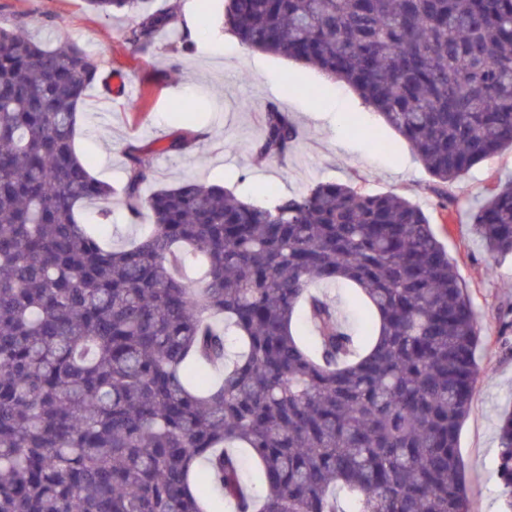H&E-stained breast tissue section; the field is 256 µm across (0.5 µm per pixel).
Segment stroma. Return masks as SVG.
<instances>
[{
    "label": "stroma",
    "instance_id": "35a3bbf8",
    "mask_svg": "<svg viewBox=\"0 0 512 512\" xmlns=\"http://www.w3.org/2000/svg\"><path fill=\"white\" fill-rule=\"evenodd\" d=\"M179 31L198 25L192 52L173 54L163 36L152 55L141 56L124 43L125 17L106 19L84 0H0V14L24 16L29 34L46 43L63 34L78 42L99 64L100 77L115 74L136 88L105 94L94 85L82 118L79 153L93 162L94 176L112 187L124 179L128 144L163 143L180 130L200 133L189 151L159 156L154 188L194 178L220 183L245 199L256 185L268 184L293 194L319 181L352 183L368 192H396L429 217L465 284L484 336L477 351L481 376L459 438L472 512H502L497 472V425L512 403V256L490 259L472 227L474 207L497 180L512 176V150L473 167L449 186L451 209L440 207L434 182L410 144L386 125L348 85L291 59L254 51L225 40L224 0H178ZM294 92L285 93V84ZM278 101L299 131L287 161L265 160L251 151L261 127V106ZM196 111H185L186 103ZM389 142L386 152L372 150L371 138ZM95 207L84 209L88 224L106 243L123 245L146 233L149 216L130 223L113 205L107 223H98Z\"/></svg>",
    "mask_w": 512,
    "mask_h": 512
}]
</instances>
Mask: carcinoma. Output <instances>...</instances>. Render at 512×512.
I'll use <instances>...</instances> for the list:
<instances>
[{"mask_svg": "<svg viewBox=\"0 0 512 512\" xmlns=\"http://www.w3.org/2000/svg\"><path fill=\"white\" fill-rule=\"evenodd\" d=\"M85 2L129 18L140 55L180 22L176 3ZM224 23L351 86L445 209L449 185L512 148V0H226ZM25 26L0 18V512H214L215 495L232 512H471L458 442L483 336L424 211L336 182L264 185L267 205L196 180L150 190L155 158L200 138L183 132L127 146L120 203L152 227L107 247L81 213L107 218L113 190L75 148L99 65ZM298 136L268 102L252 151L283 162ZM473 230L512 254V178ZM316 282L352 284L372 332ZM497 440L512 512L511 410Z\"/></svg>", "mask_w": 512, "mask_h": 512, "instance_id": "carcinoma-1", "label": "carcinoma"}]
</instances>
